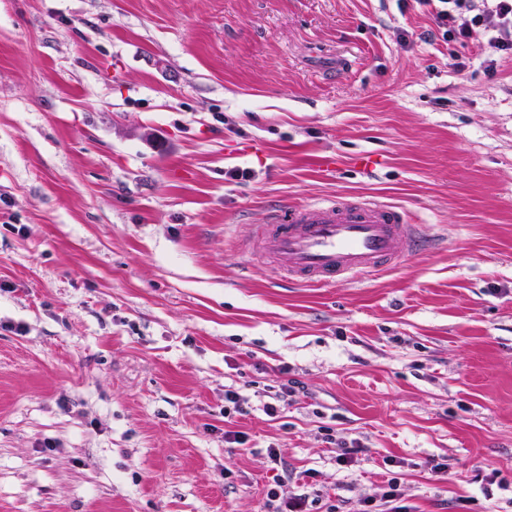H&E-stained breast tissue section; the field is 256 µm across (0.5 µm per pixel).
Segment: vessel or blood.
Here are the masks:
<instances>
[{
	"label": "vessel or blood",
	"instance_id": "vessel-or-blood-1",
	"mask_svg": "<svg viewBox=\"0 0 512 512\" xmlns=\"http://www.w3.org/2000/svg\"><path fill=\"white\" fill-rule=\"evenodd\" d=\"M421 246L403 207L328 199L275 211L258 251L286 279L328 286L382 272Z\"/></svg>",
	"mask_w": 512,
	"mask_h": 512
}]
</instances>
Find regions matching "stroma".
Wrapping results in <instances>:
<instances>
[{
  "label": "stroma",
  "instance_id": "obj_1",
  "mask_svg": "<svg viewBox=\"0 0 512 512\" xmlns=\"http://www.w3.org/2000/svg\"><path fill=\"white\" fill-rule=\"evenodd\" d=\"M491 38L417 0H0V512H264L278 478L352 512L393 477L416 512H512ZM362 196L432 249L316 288L249 247L279 206Z\"/></svg>",
  "mask_w": 512,
  "mask_h": 512
}]
</instances>
